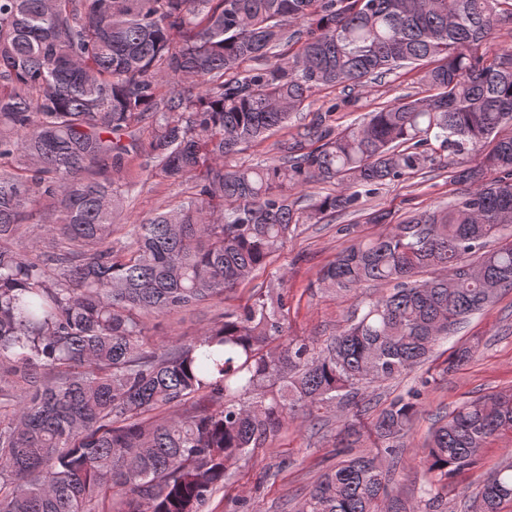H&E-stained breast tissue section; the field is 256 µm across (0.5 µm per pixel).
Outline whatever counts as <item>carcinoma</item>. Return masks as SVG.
<instances>
[{
  "label": "carcinoma",
  "mask_w": 512,
  "mask_h": 512,
  "mask_svg": "<svg viewBox=\"0 0 512 512\" xmlns=\"http://www.w3.org/2000/svg\"><path fill=\"white\" fill-rule=\"evenodd\" d=\"M506 20L512 0H0V398L12 407L0 413V512H205L296 405L355 403L512 289V241L485 249L512 224V48L478 53ZM288 45L293 55L277 53ZM423 63L430 95L341 130L329 108L278 142L274 161H233L322 90ZM440 149L482 154L456 175L467 189L323 267L336 293L393 284L325 344L285 337V288L258 291L190 343L149 341L147 316L222 298L299 225L435 168ZM144 153L148 177L191 179L194 193L114 242L115 176ZM317 182L335 188L298 206L295 192ZM43 200L46 249H12ZM430 269L451 274L416 279ZM421 396L381 410L371 448H355L363 433L349 424L343 460L298 512H440L436 487L512 432V392L442 416L422 458L425 497L406 501L389 487ZM509 503L512 459L472 509Z\"/></svg>",
  "instance_id": "1"
}]
</instances>
